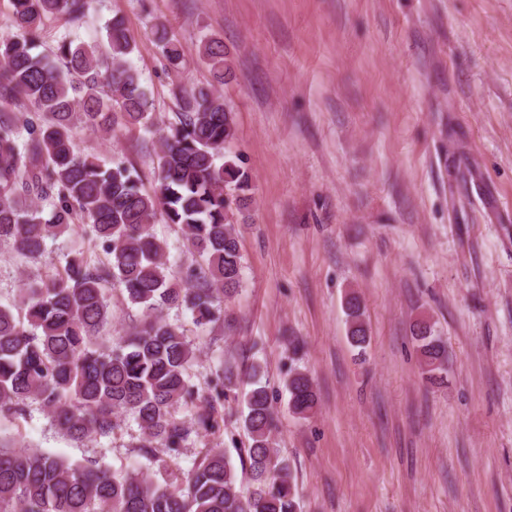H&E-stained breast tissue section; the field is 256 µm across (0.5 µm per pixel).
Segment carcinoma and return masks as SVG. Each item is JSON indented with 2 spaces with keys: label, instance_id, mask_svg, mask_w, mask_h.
I'll list each match as a JSON object with an SVG mask.
<instances>
[{
  "label": "carcinoma",
  "instance_id": "obj_1",
  "mask_svg": "<svg viewBox=\"0 0 512 512\" xmlns=\"http://www.w3.org/2000/svg\"><path fill=\"white\" fill-rule=\"evenodd\" d=\"M91 0H10L13 31L0 35V244L41 255L49 240L90 229L106 256L93 262L81 250L65 256L63 270L20 289L0 305V413L22 411L36 400L63 433L80 440L108 437L130 415L145 437L147 459L179 456L191 435L219 429L216 406L237 387L230 366L206 387L192 380L191 342L162 312L175 307L198 327L221 317V303L238 295L243 256L233 224L252 204L249 177L226 151L235 118L216 86L231 73L224 40H201L200 59L213 83L181 88L173 121L159 133L157 188L142 189L124 161L111 166L81 152L77 127L110 139L118 127L151 126L153 101L130 56L135 43L125 18L104 25L103 44L61 40L50 54L38 51L52 21L78 22ZM152 35L165 66L178 72L180 41L160 22ZM35 116L20 120L11 106ZM179 227L194 258L184 280L170 272L169 246L153 232L157 215ZM143 310L122 335L101 340L111 320L107 286ZM349 341L366 348L369 331L359 297L346 300ZM426 379L442 378L448 351L427 319L410 326ZM248 465L242 487L221 448H208L187 477L170 472L163 485L138 471H112L33 448L0 446V512H299L298 489L288 463L272 448L277 416L262 367L244 372ZM289 410L307 417L317 404L314 383L295 368L286 383ZM181 405L189 414L176 419Z\"/></svg>",
  "mask_w": 512,
  "mask_h": 512
}]
</instances>
